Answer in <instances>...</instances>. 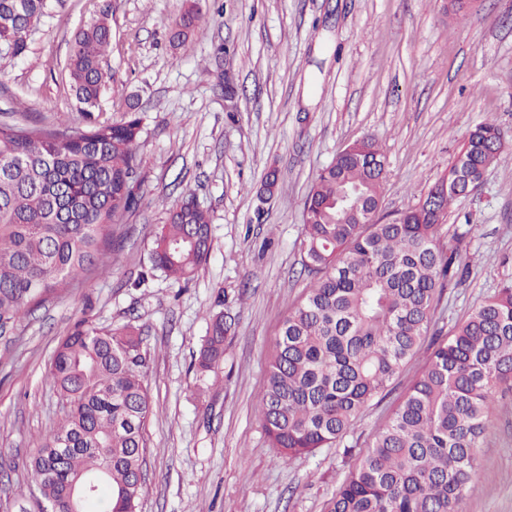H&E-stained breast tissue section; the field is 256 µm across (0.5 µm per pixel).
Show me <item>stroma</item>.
<instances>
[{
    "instance_id": "35a3bbf8",
    "label": "stroma",
    "mask_w": 512,
    "mask_h": 512,
    "mask_svg": "<svg viewBox=\"0 0 512 512\" xmlns=\"http://www.w3.org/2000/svg\"><path fill=\"white\" fill-rule=\"evenodd\" d=\"M112 7L109 81L95 111L113 122L136 104L144 186L112 227L111 267L75 282L0 335V512H37L29 462L62 415L46 365L77 320L130 323L153 411L144 432L139 512H325L326 504L428 361L420 351L391 395L342 448L282 461L255 410L289 308L305 292L303 201L318 171L365 136L386 157L382 208L416 205L469 131L494 121L507 145L442 226L476 230L469 273L446 289L434 330L462 323L512 277V0H200L201 27L170 36L184 0H49L23 56L0 55V113L45 124L82 116L66 69L77 30ZM273 196L260 201L269 171ZM193 194L211 215L212 250L195 278L148 275L152 234ZM236 332L207 375L194 366L210 314ZM477 490L461 512H512V416L480 450Z\"/></svg>"
}]
</instances>
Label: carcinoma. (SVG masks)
Wrapping results in <instances>:
<instances>
[{
	"label": "carcinoma",
	"mask_w": 512,
	"mask_h": 512,
	"mask_svg": "<svg viewBox=\"0 0 512 512\" xmlns=\"http://www.w3.org/2000/svg\"><path fill=\"white\" fill-rule=\"evenodd\" d=\"M175 21L183 44L199 28V0ZM47 0H0V47L22 55ZM109 10L72 38L68 74L84 123L0 120V332L46 298L108 264L110 226L135 211L141 189L134 105L118 122L93 115L107 75ZM505 147L491 123L477 124L448 172V192L382 212L385 157L364 137L316 175L303 201L300 242L308 284L284 320L257 410L283 461L340 444L351 453L363 411L389 397L424 342L425 368L392 409L368 450L328 500L326 512H460L478 488L477 449L512 402V278L444 336L430 333L442 291L464 280L461 246L476 225L458 224L443 248L440 227L467 183L483 179ZM212 248L208 212L186 195L153 232L150 270L190 281ZM196 360L203 374L224 357L235 322L223 312ZM138 329L102 332L81 320L55 349L47 377L63 415L29 465L41 498L68 512L69 481L102 479L89 502L138 512L144 427L152 411ZM64 448L57 461L53 450Z\"/></svg>",
	"instance_id": "obj_1"
}]
</instances>
